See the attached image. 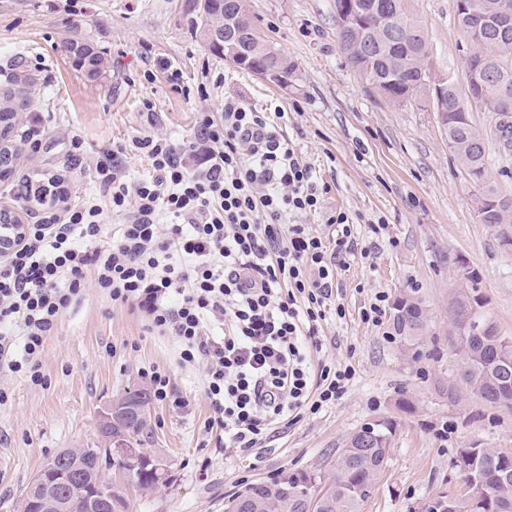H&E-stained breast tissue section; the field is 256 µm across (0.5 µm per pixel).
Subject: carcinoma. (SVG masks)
Here are the masks:
<instances>
[{
    "instance_id": "obj_1",
    "label": "carcinoma",
    "mask_w": 512,
    "mask_h": 512,
    "mask_svg": "<svg viewBox=\"0 0 512 512\" xmlns=\"http://www.w3.org/2000/svg\"><path fill=\"white\" fill-rule=\"evenodd\" d=\"M398 10L396 20L401 40L385 43L376 39V27H369L359 34L336 27V39L348 63L370 86L383 89L398 104L422 100L429 93L430 72L428 46L402 8V0H382ZM469 11L454 10L459 30L467 44L466 66L485 73L483 87L478 95L486 110L512 113V65L503 67L500 61L512 59V15L501 16L503 6L512 9V0H468ZM480 14L491 24L479 33L472 29V17ZM67 52L84 58L88 77L101 74L105 68L102 56L92 52L80 37L66 41ZM272 59L280 70L277 85L292 82L294 65L280 52ZM460 93L448 85L444 93L446 107L444 132L454 160L468 172L478 189V195L490 200L477 209L483 224L499 228L503 246H512V199L499 195L495 186L486 178L487 140L492 139L500 154H512V124L497 125L487 133L476 127L470 113L459 102ZM27 105L25 94L12 81L0 89V115L14 119L16 112ZM402 307L395 309L392 326L398 338L407 344L420 340L424 327V313L419 300L411 297L399 299ZM469 314L484 323L490 318L483 311L481 296L476 285L460 288L453 302V315ZM451 342L466 350L471 358L468 365L457 369L461 387L471 396L512 409V337L500 333L492 324L484 336H463L461 330L451 336ZM374 433L361 427L353 433L336 456V475L329 477L318 471H293L273 478L246 485L233 498L225 512H358L360 502L369 497L370 491L386 467L388 449L396 430L390 418L369 422ZM148 427V417L119 418L114 429L124 431L132 439L143 435ZM469 469L460 472L463 480L475 474L482 483L480 495H463L457 502L456 512H512V454L492 448L469 449ZM134 488L149 492L156 488L157 477L151 465L143 464L135 472Z\"/></svg>"
}]
</instances>
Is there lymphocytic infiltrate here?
<instances>
[{"mask_svg":"<svg viewBox=\"0 0 512 512\" xmlns=\"http://www.w3.org/2000/svg\"><path fill=\"white\" fill-rule=\"evenodd\" d=\"M132 146L148 176L129 182L128 146H113L94 165L99 197H51L45 222L0 251V369L45 385L47 338L91 280L145 332L174 337L181 363L205 367L207 425L225 447H265L273 425L320 413L355 376L312 359L321 325L346 316L334 285L358 251L354 222L330 214L331 243L297 223L328 185L241 100L225 99L218 119L199 113L181 142ZM108 209L123 218L109 238Z\"/></svg>","mask_w":512,"mask_h":512,"instance_id":"1","label":"lymphocytic infiltrate"}]
</instances>
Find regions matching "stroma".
<instances>
[{
  "mask_svg": "<svg viewBox=\"0 0 512 512\" xmlns=\"http://www.w3.org/2000/svg\"><path fill=\"white\" fill-rule=\"evenodd\" d=\"M191 0H0V87L12 76L36 79L32 104L16 126L40 116L37 153H23L0 180V208L21 209L33 170L62 175L68 197L97 192L88 161L149 132L179 140L197 113L221 115L234 97L267 113L330 190L302 223L331 237L327 214L356 223L369 257H347L336 280L346 309L322 325L321 358L351 365L344 395L319 414L279 427L269 447L242 452L209 431L205 369L183 367L168 336H147L136 315L112 306L94 287L64 313L42 357L45 387L0 372L9 395L0 406V512H16L20 493L46 460L95 442L98 414L124 392L145 386L144 369H164L181 408L152 402L143 450L166 462L157 489L128 491L127 512H224L245 485L284 471L335 470V460L362 424L397 420L389 459L359 512H424L427 502L459 495L460 449L478 445L512 454V409L449 400L460 362L449 342L450 304L460 274L478 282L486 312L512 336V249L498 229L480 223L475 188L454 161L429 102L396 105L366 85L336 42L334 0H249L259 34L295 66L280 87L209 52L190 27ZM419 27L431 69L465 83L464 38L452 0H404ZM107 61L88 79L62 45L73 34ZM181 72L171 83L169 70ZM153 113H146L145 102ZM85 156L70 155L72 137ZM385 224L372 232L375 220ZM410 296L425 310L422 339L386 341L389 324L365 323L360 311L376 292ZM409 409H401V402Z\"/></svg>",
  "mask_w": 512,
  "mask_h": 512,
  "instance_id": "35a3bbf8",
  "label": "stroma"
}]
</instances>
